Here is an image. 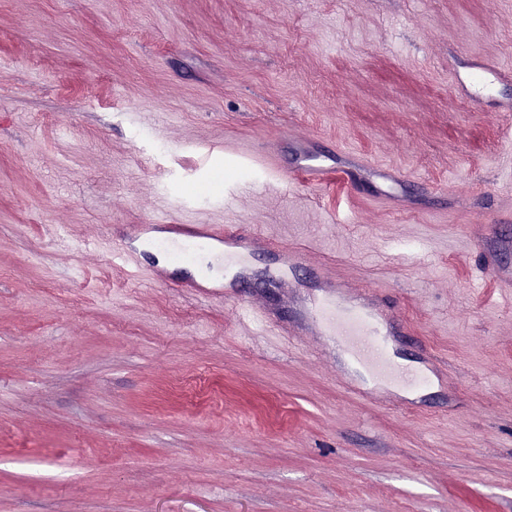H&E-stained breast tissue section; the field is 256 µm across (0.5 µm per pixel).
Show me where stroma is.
<instances>
[{
  "instance_id": "35a3bbf8",
  "label": "stroma",
  "mask_w": 512,
  "mask_h": 512,
  "mask_svg": "<svg viewBox=\"0 0 512 512\" xmlns=\"http://www.w3.org/2000/svg\"><path fill=\"white\" fill-rule=\"evenodd\" d=\"M452 49L512 63V0H0V512H512V295L459 256L506 187L490 151L512 113L471 111ZM290 134L456 206L309 195L206 145ZM239 179L238 223L312 244L299 283L332 262L413 324L395 363L448 376L417 412L346 392L328 342L244 339L232 304L49 232L131 231L161 193L181 218ZM238 296L296 319L272 283Z\"/></svg>"
}]
</instances>
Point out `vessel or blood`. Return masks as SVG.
Here are the masks:
<instances>
[{
	"mask_svg": "<svg viewBox=\"0 0 512 512\" xmlns=\"http://www.w3.org/2000/svg\"><path fill=\"white\" fill-rule=\"evenodd\" d=\"M509 77L512 78L511 66L466 52L458 53L448 67L449 82L478 112L483 111L485 105L482 89ZM285 149L289 156L287 174L302 186L322 190L337 182L351 196L361 189H369L374 201L397 214L417 208L412 188L419 180L399 167L372 160L340 144L326 152L318 142L304 137H289ZM169 209L168 198H158L156 220L137 225L132 233L113 240L114 259L121 265L141 269L138 244L142 241L173 252L190 246L207 247L215 264L238 266L236 280L222 287L189 278L180 281V289L207 304L235 300V325L239 335L250 339L271 336L280 343H288L290 330L271 324L263 305L238 299L240 284L252 276L251 270L242 267L241 262L244 256L275 245L279 248V268L288 272L303 266L308 246L284 242L281 237L244 224L220 223L202 212L187 221L171 224L166 219ZM491 241L490 225H473L465 233L464 253L474 255L478 248L488 246ZM318 273L319 293L299 305L297 321L312 335L333 338L348 361L343 373L345 389L365 399L374 397L382 385L396 386L410 393L423 390L428 383L427 375L403 371L391 358L392 338L398 335L401 326L376 305L375 288L351 287L346 280L336 278L326 266L319 267Z\"/></svg>",
	"mask_w": 512,
	"mask_h": 512,
	"instance_id": "1",
	"label": "vessel or blood"
}]
</instances>
